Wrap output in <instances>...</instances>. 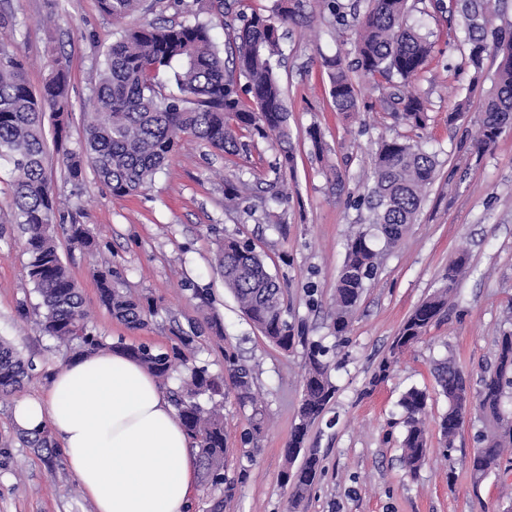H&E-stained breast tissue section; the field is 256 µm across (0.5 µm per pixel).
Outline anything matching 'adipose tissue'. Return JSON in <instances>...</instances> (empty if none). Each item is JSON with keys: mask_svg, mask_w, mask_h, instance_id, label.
Returning <instances> with one entry per match:
<instances>
[{"mask_svg": "<svg viewBox=\"0 0 512 512\" xmlns=\"http://www.w3.org/2000/svg\"><path fill=\"white\" fill-rule=\"evenodd\" d=\"M13 419L50 428L95 512H189L199 468L156 379L104 349L59 368L46 396L19 398Z\"/></svg>", "mask_w": 512, "mask_h": 512, "instance_id": "adipose-tissue-1", "label": "adipose tissue"}]
</instances>
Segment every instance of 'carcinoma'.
Here are the masks:
<instances>
[{
	"mask_svg": "<svg viewBox=\"0 0 512 512\" xmlns=\"http://www.w3.org/2000/svg\"><path fill=\"white\" fill-rule=\"evenodd\" d=\"M363 14L353 18L354 63L340 55L327 57L328 93L337 112L349 117L360 111L361 91L353 74L380 78L388 85L399 79L386 98L394 105V116L405 124L423 129L429 121L426 101L412 83L425 69L433 52L429 37L407 24L408 0H367ZM102 12L117 23L136 14L141 0H99ZM298 0H286L272 13H246L235 9L233 0H167L166 8L193 16L178 24L145 22L125 27L100 54L95 110L88 114L84 142L78 152L63 148L70 115L69 66L58 55L49 63V75L40 91L27 80V61L19 49L0 44V159L12 166L13 208L24 234L29 255L26 276L40 297L44 333L68 343L73 357L82 358L102 349L119 350L137 360L160 382L183 368L180 385L169 390L191 448L202 468L205 484L219 488L226 483L224 455V379L232 381L240 406L252 410V431L262 430L265 416L253 391L250 367L224 351V374L213 373L195 353L207 335L220 336L224 326L214 312L206 311L208 294L195 288L192 297L205 310L190 331L178 329L165 347L141 342L135 345L118 338L108 343L88 325L83 297L60 252L57 234L87 252L98 242L84 224H63L54 191L46 173L48 147L44 116L51 113L60 160L69 179L83 180L85 166L112 194L135 195L146 189L170 160L185 136L208 143L228 154L248 150L240 140L242 129L261 138L274 139L280 154L270 184L271 200L287 201L288 171L293 169L288 106L275 72L282 55L284 28L294 20ZM467 29L465 57L475 72L493 52L499 59L494 84L483 100V118L473 146L478 150L494 145L502 133L512 129V26L493 25L496 0H456ZM206 18H200V15ZM232 37L230 60H224L215 41V25ZM436 155L419 145L399 139L383 140L375 152L368 206L372 213L369 230H358L349 238L331 305L332 328L339 348L347 333L358 300L372 280L377 252L374 238L389 247L397 245L408 226L416 223L425 189L437 174ZM214 266L239 308L271 342L286 350L292 347L293 327L284 315V291L280 280L268 269L255 249L235 238L217 244ZM467 269L461 254L448 265L444 288L422 301L404 321L392 353L411 346L445 313L448 295ZM100 304L117 321L131 328L144 327L156 311L154 301L134 298L115 286L111 267L97 273ZM305 375L301 404L294 423L283 482L292 502L300 504L319 476L317 449L305 447L312 425L335 398L331 380L330 348L320 341L305 343ZM34 363L9 341L0 339V395L20 391L31 377ZM467 376L448 358L435 370L439 394L448 409L439 420L446 450H451L460 425L475 410L482 424L479 448L469 461L474 484L501 470L512 452V410L505 399L512 396V332L496 339L493 367L484 372L474 395L465 403ZM427 391L411 388L401 398L405 434L400 456L403 469L417 473L426 458L427 432L423 417ZM23 442L33 448L51 447L50 432H23Z\"/></svg>",
	"mask_w": 512,
	"mask_h": 512,
	"instance_id": "cac0c4a2",
	"label": "carcinoma"
}]
</instances>
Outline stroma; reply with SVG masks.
I'll use <instances>...</instances> for the list:
<instances>
[{
	"instance_id": "35a3bbf8",
	"label": "stroma",
	"mask_w": 512,
	"mask_h": 512,
	"mask_svg": "<svg viewBox=\"0 0 512 512\" xmlns=\"http://www.w3.org/2000/svg\"><path fill=\"white\" fill-rule=\"evenodd\" d=\"M410 20L429 34L434 52L414 86L428 100L430 120L416 130L398 121L383 104L381 90L364 87L359 115L344 118L326 92L324 57L351 58V31L336 26L320 0H303L288 25L276 66L289 111L295 169L289 199L277 204L265 188L273 182L278 148L251 138L246 153L231 156L207 143L184 138L153 185L118 197L93 172L70 181L50 152L47 175L59 195L65 222L87 224L100 250L88 254L61 245L60 253L78 282L90 320L108 341L165 346L176 324L196 317L189 285L206 288L224 335L202 342L200 360L223 373L225 352H235L254 371V391L267 422L251 435V410L234 392L224 398L228 452L225 473L233 488L221 494L197 485L192 512H210L223 498L224 512H290L289 487L282 481L284 450L302 396L305 339L334 344L330 304L350 235L368 227L363 202L372 185V157L378 142H418L438 160L421 210L393 247L376 241L378 269L363 292L348 343L333 359L335 400L310 429L307 445L317 449L322 476L299 512H506L512 506V464L473 484L468 462L481 428L466 417L452 451H445L437 427L447 400L435 393L433 368L452 357L472 383L493 360L495 340L512 331V129L486 151L473 145L482 119L479 101L492 88L498 65L486 57L482 73L464 59L466 34L458 16L411 0ZM0 37L29 60L28 80L40 89L49 54L67 58L71 116L66 149L80 150L86 112L94 105L98 56L120 26L102 13L98 0H0ZM460 111L449 121L451 111ZM318 127L331 161L343 176L333 189L307 131ZM240 185L236 201L224 198L225 183ZM13 176L0 160V337L33 356L38 373L22 393L38 397L50 375L70 362L59 341L42 335L39 297L25 275L28 255L15 224ZM251 241L285 289L288 321L297 339L290 350L270 343L242 313L223 279L212 269L216 240ZM467 253L468 269L448 300V309L400 356L389 376H373L413 309L442 286L449 263ZM111 264L124 291L153 299L156 313L147 327L131 329L100 307L97 268ZM430 393L427 458L416 476L400 462L404 435L401 396L410 388ZM14 397L0 398V512H93L76 478L59 463L48 467L43 451L20 442L12 419Z\"/></svg>"
}]
</instances>
